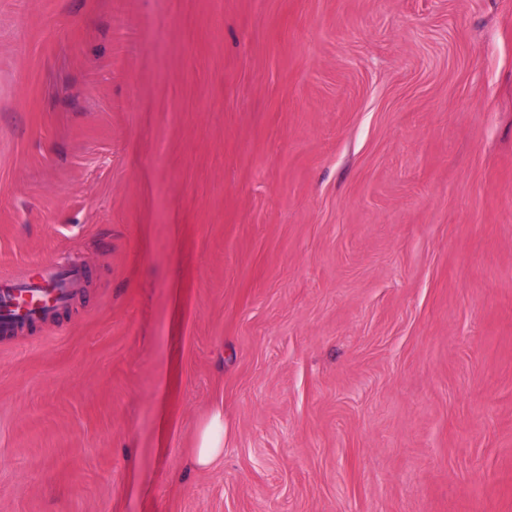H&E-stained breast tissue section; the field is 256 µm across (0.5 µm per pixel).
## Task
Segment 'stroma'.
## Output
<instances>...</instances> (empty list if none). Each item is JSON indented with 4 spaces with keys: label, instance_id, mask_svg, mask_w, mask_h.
I'll use <instances>...</instances> for the list:
<instances>
[{
    "label": "stroma",
    "instance_id": "stroma-1",
    "mask_svg": "<svg viewBox=\"0 0 512 512\" xmlns=\"http://www.w3.org/2000/svg\"><path fill=\"white\" fill-rule=\"evenodd\" d=\"M48 261L0 512H512V0H0V279ZM224 458V409L216 408L203 424L190 462L194 468H206Z\"/></svg>",
    "mask_w": 512,
    "mask_h": 512
}]
</instances>
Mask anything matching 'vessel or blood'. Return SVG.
Returning <instances> with one entry per match:
<instances>
[{
    "instance_id": "vessel-or-blood-1",
    "label": "vessel or blood",
    "mask_w": 512,
    "mask_h": 512,
    "mask_svg": "<svg viewBox=\"0 0 512 512\" xmlns=\"http://www.w3.org/2000/svg\"><path fill=\"white\" fill-rule=\"evenodd\" d=\"M81 274L75 269L43 265L26 278L0 283V329L18 321L49 318L69 300Z\"/></svg>"
}]
</instances>
